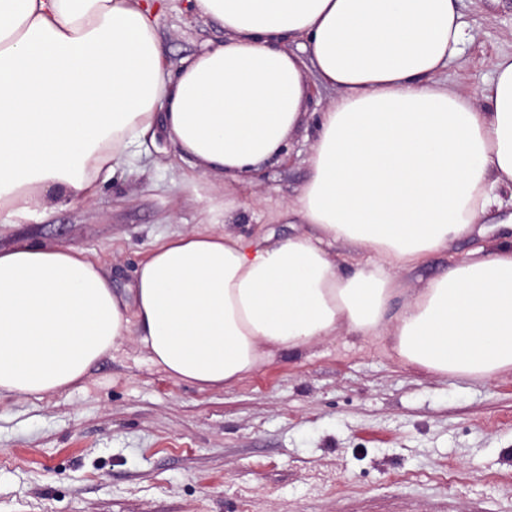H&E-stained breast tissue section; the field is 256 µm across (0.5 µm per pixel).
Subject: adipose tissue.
Segmentation results:
<instances>
[{"instance_id": "obj_1", "label": "adipose tissue", "mask_w": 512, "mask_h": 512, "mask_svg": "<svg viewBox=\"0 0 512 512\" xmlns=\"http://www.w3.org/2000/svg\"><path fill=\"white\" fill-rule=\"evenodd\" d=\"M457 0H192L224 42L169 68L152 0H0V223L95 194L163 126L188 179L237 187L277 160L336 91L280 240L227 229L164 238L132 301L83 249L0 248V398L67 389L125 337L154 365L221 390L340 336L485 381L512 371V238L415 292L399 273L457 238L512 226V53L482 106L439 76L466 41Z\"/></svg>"}]
</instances>
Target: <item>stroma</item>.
Returning a JSON list of instances; mask_svg holds the SVG:
<instances>
[{
	"label": "stroma",
	"instance_id": "stroma-1",
	"mask_svg": "<svg viewBox=\"0 0 512 512\" xmlns=\"http://www.w3.org/2000/svg\"><path fill=\"white\" fill-rule=\"evenodd\" d=\"M457 9L467 39L444 77L476 97L512 52V0ZM159 27L172 67L224 39L189 0H163ZM311 143L297 129L283 158L242 186L236 231L294 232L253 213L299 192ZM184 170L156 136L93 198L0 224V247L84 249L127 296L156 241L208 227L223 189L187 183ZM476 243L453 240L400 278L422 287ZM0 512H512V374L437 377L354 336L209 392L170 379L128 338L67 391L0 400Z\"/></svg>",
	"mask_w": 512,
	"mask_h": 512
}]
</instances>
